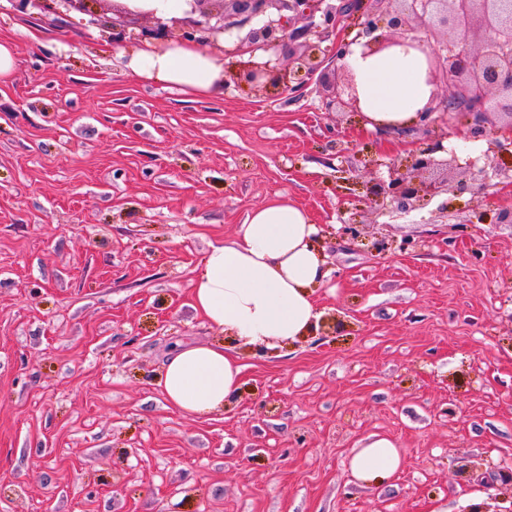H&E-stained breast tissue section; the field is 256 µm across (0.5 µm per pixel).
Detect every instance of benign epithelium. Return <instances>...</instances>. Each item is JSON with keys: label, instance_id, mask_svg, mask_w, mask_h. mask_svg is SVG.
<instances>
[{"label": "benign epithelium", "instance_id": "benign-epithelium-1", "mask_svg": "<svg viewBox=\"0 0 512 512\" xmlns=\"http://www.w3.org/2000/svg\"><path fill=\"white\" fill-rule=\"evenodd\" d=\"M88 0H12L13 7L59 13L60 6L90 11ZM188 17L180 35H170L168 22L154 18L132 40L158 51L173 41L194 43L215 54L237 59L224 68V89L244 83L257 91L271 86L301 95L324 60L319 43L334 38L343 18L354 20L355 38L369 53L406 45L424 53L428 83H442L449 94L432 93L415 126L430 132L407 165L393 162L388 176L366 187L364 201L380 213L406 214L432 199L462 195L489 179L480 159L463 156L445 145L448 132L440 115L460 116L459 131L468 140H484L489 154L512 142V0H187ZM303 25L296 26L297 21ZM231 38L230 45L221 42ZM307 51L287 52L297 41ZM288 54V67L281 55ZM330 104L360 112L352 78L329 86ZM464 178L453 182L456 171Z\"/></svg>", "mask_w": 512, "mask_h": 512}]
</instances>
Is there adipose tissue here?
Instances as JSON below:
<instances>
[{
    "mask_svg": "<svg viewBox=\"0 0 512 512\" xmlns=\"http://www.w3.org/2000/svg\"><path fill=\"white\" fill-rule=\"evenodd\" d=\"M343 64L354 76L369 128L406 127L432 95L426 57L417 50L395 46L369 55L353 44ZM126 67L133 76L185 94L222 91L220 58L199 48L175 43L162 52L139 49L128 55ZM316 232L298 205L275 200L253 209L233 243L211 246L205 255L191 283V307L250 345L297 341L317 324L313 287L328 276L313 245ZM241 375L222 346L181 343L165 364L161 395L173 410L209 417L233 402ZM349 467L358 483L374 484L396 474L400 456L391 440L377 437L353 451Z\"/></svg>",
    "mask_w": 512,
    "mask_h": 512,
    "instance_id": "obj_1",
    "label": "adipose tissue"
}]
</instances>
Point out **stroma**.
Listing matches in <instances>:
<instances>
[{
  "label": "stroma",
  "instance_id": "35a3bbf8",
  "mask_svg": "<svg viewBox=\"0 0 512 512\" xmlns=\"http://www.w3.org/2000/svg\"><path fill=\"white\" fill-rule=\"evenodd\" d=\"M125 23L110 0L93 16L0 0L16 56L0 86V512H512V224L494 221L512 152L478 143L481 189L379 214L366 184L429 134L330 108L332 41L300 97H192L126 73ZM273 200L318 226L317 326L227 343L236 400L174 411L158 387L172 348L225 343L190 284ZM373 435L400 468L362 487L349 459Z\"/></svg>",
  "mask_w": 512,
  "mask_h": 512
}]
</instances>
